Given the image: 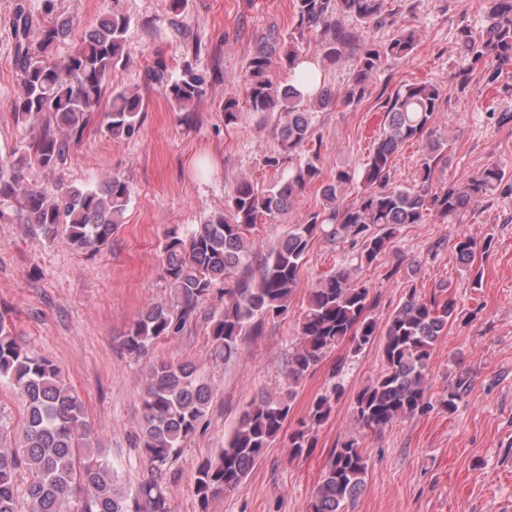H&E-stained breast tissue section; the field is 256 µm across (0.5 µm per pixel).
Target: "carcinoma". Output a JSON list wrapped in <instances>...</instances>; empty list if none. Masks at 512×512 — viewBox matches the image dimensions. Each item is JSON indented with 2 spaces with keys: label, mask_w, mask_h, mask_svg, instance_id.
<instances>
[{
  "label": "carcinoma",
  "mask_w": 512,
  "mask_h": 512,
  "mask_svg": "<svg viewBox=\"0 0 512 512\" xmlns=\"http://www.w3.org/2000/svg\"><path fill=\"white\" fill-rule=\"evenodd\" d=\"M40 26L37 48L30 45L32 20L23 5L16 7L13 38L21 92L10 105L17 121L47 119L41 137L24 151L0 157V219L2 206L22 200V224L37 226L50 240L64 229L74 251L99 250L124 223L131 187L119 173L107 176L98 188L64 186L49 195L31 185L25 171L37 166L54 170L66 159L73 138L80 136L88 116L97 111L112 69L126 55L128 17L114 9L92 27L82 44L61 64L44 53L63 36L65 23L53 17ZM482 29L463 28L458 48L472 66H482L484 82L493 85L500 70L512 64V0H485ZM293 30L272 31L261 37L251 58L243 98L253 112L280 115L277 134L292 153L312 141L311 113L336 105V93L325 81L308 75L305 92L294 84L273 80L277 64L292 71L300 63V45L307 35L321 36L323 57L337 64L358 35L343 27L350 18L364 32L396 28L385 42L365 43L358 56L345 102L361 101L370 80L393 60L409 59L416 45L415 31L397 27L396 12L388 0H293ZM146 80L161 88L178 108L192 106L207 91L204 75L187 68L172 78L158 62ZM446 98L436 82L399 87L384 102L383 131L374 142L361 174V191L347 199L355 171L336 167L332 180L320 181V151L308 150L288 173V179L264 187L243 179L233 188L224 211L212 215L182 234L170 232L162 245L166 299L148 304L119 338L123 355L135 363L149 358L156 343L184 330L196 311L220 292L224 307L211 316L208 333L210 360L228 363L237 358L241 340L259 336L270 321L288 315L299 288L304 258L314 240L349 243L360 249V259L371 263L386 250L396 226L422 224L432 213L454 224L462 222L475 202L512 196V169L499 163L484 166L463 181L436 185L438 173L452 156L449 137L433 130L435 113ZM142 112V97L131 88L113 92L105 113L107 131L114 138L131 137ZM424 143L418 179L411 185L394 180L393 156L409 141ZM321 182V209L291 226L275 246L261 252L247 232L261 216L272 220L289 213L293 202L315 182ZM478 243L460 233L452 246L456 261L470 265ZM370 288L354 279V270L340 267L308 290L307 304L297 325L296 343L288 351V388L263 393L243 412L238 427L224 447L196 468L193 495L198 512H208L211 499L237 490L280 437L304 376L335 348L348 342L358 353L378 340L384 370L354 398L355 421L363 429L381 431L430 407L427 401L432 355L438 337L458 316L457 301H443L411 288L384 327L370 317ZM9 385L24 403L25 415L14 432L0 428V512H171L167 495L168 464L197 433L207 415L211 388L193 362H151L146 366L140 395L142 452L150 477L126 493L92 447L94 433L77 391L61 377L53 361L23 346L11 324L0 316V384ZM469 387L459 377L443 400L448 413ZM336 385L316 395L309 421L288 436L293 459L316 447L314 430L330 417L341 395ZM367 457L357 442L341 443L328 455L321 476L307 502L306 512H347L366 485ZM85 497L72 507L77 491Z\"/></svg>",
  "instance_id": "carcinoma-1"
}]
</instances>
